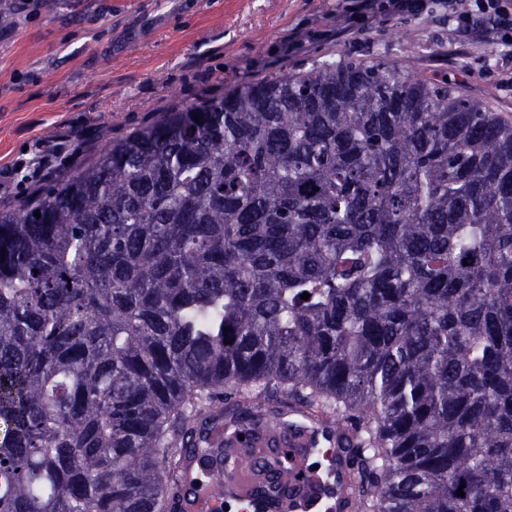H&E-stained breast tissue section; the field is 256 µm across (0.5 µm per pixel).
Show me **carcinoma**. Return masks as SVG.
<instances>
[{
    "label": "carcinoma",
    "mask_w": 512,
    "mask_h": 512,
    "mask_svg": "<svg viewBox=\"0 0 512 512\" xmlns=\"http://www.w3.org/2000/svg\"><path fill=\"white\" fill-rule=\"evenodd\" d=\"M2 255L0 512H173L220 396L340 434L350 512H512V121L448 79L175 107L0 212Z\"/></svg>",
    "instance_id": "obj_1"
}]
</instances>
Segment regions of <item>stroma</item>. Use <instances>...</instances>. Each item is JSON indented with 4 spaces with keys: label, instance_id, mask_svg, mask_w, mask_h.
Wrapping results in <instances>:
<instances>
[{
    "label": "stroma",
    "instance_id": "35a3bbf8",
    "mask_svg": "<svg viewBox=\"0 0 512 512\" xmlns=\"http://www.w3.org/2000/svg\"><path fill=\"white\" fill-rule=\"evenodd\" d=\"M361 0H0V169L69 136L51 178L171 108L326 59L413 58L512 120L507 58L449 30L440 5L355 18Z\"/></svg>",
    "mask_w": 512,
    "mask_h": 512
}]
</instances>
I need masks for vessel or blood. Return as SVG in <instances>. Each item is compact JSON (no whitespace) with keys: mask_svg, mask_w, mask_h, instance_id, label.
<instances>
[{"mask_svg":"<svg viewBox=\"0 0 512 512\" xmlns=\"http://www.w3.org/2000/svg\"><path fill=\"white\" fill-rule=\"evenodd\" d=\"M207 439L221 474L211 480L197 458H184L177 512H349V460L315 417L299 414L280 437L252 440L247 453L232 428L215 427ZM266 462L279 471L280 485L266 483Z\"/></svg>","mask_w":512,"mask_h":512,"instance_id":"obj_1","label":"vessel or blood"}]
</instances>
